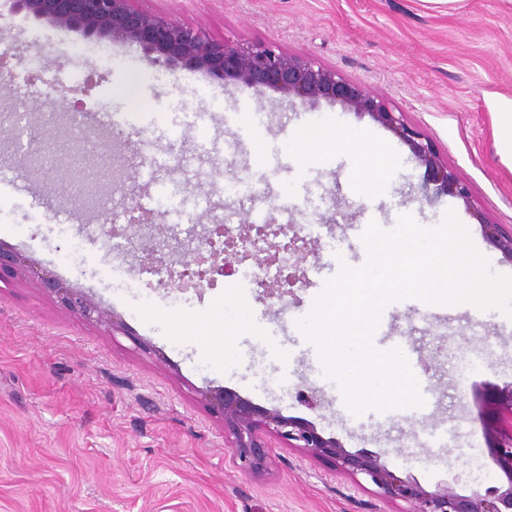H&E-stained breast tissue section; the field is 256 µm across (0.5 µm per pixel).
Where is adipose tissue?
Returning a JSON list of instances; mask_svg holds the SVG:
<instances>
[{"label":"adipose tissue","instance_id":"ef3b65f1","mask_svg":"<svg viewBox=\"0 0 512 512\" xmlns=\"http://www.w3.org/2000/svg\"><path fill=\"white\" fill-rule=\"evenodd\" d=\"M298 151H332L343 148L358 160L355 177L358 192L364 197H376L385 193L392 158L378 143L366 138L364 131L357 129H306L296 142ZM211 328L195 334L199 347L215 362H223L225 352L235 351L234 336L257 332L249 308L241 303L219 304L211 315Z\"/></svg>","mask_w":512,"mask_h":512}]
</instances>
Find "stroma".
<instances>
[{
    "mask_svg": "<svg viewBox=\"0 0 512 512\" xmlns=\"http://www.w3.org/2000/svg\"><path fill=\"white\" fill-rule=\"evenodd\" d=\"M137 5L217 40L308 56L384 96L433 142L479 208L446 195L425 198V167L369 115L324 101L291 104L277 91L187 68H154L121 42L95 54L80 33L0 0V43L20 57H61L63 69L48 65V80L79 88L92 80L83 97L87 113L137 105L158 115L145 128L90 119L78 134L54 124L40 146L43 164L89 170L91 203L79 183L60 189L21 171L15 141L0 132V178L12 186L11 211L0 213V247L19 251L34 270L60 278L122 322L108 334L65 311L33 278L0 281V512H407L408 502L383 499L363 475L274 438L265 469L240 470L221 416L200 399L218 387L308 423L349 452L373 454L427 489L442 484L468 494L499 482L478 403L490 385L512 383V302L480 315L450 309L444 323L422 321L405 306L392 311L390 322L410 340L426 386L424 418L349 419L295 321L332 278L328 253L344 243L350 224L394 226L404 214L440 224L451 213L478 242L489 275L512 271V258L487 241L478 222L483 215L512 232V159L497 134V102L512 99V0ZM46 92L45 84L16 80L0 88V114L21 104L29 120L44 124L60 110ZM199 112L212 115L203 136L190 124ZM228 112L263 114L268 162L256 164L251 140L225 127ZM329 113L337 126L377 133L395 147L387 196H352V157L340 150L308 178L291 180L290 135ZM177 123L182 133L171 134ZM163 185L189 205V215L171 216L159 203ZM136 204L152 213L148 236L187 263L213 225L250 229L255 208L264 222L307 227L311 249L288 257L301 279L285 303L268 304L259 287L247 292L259 331L236 336V363L215 365L192 336L169 332L175 317L206 324L213 305L232 294L233 276L181 282L146 272L137 239L122 235ZM62 209L75 222H58Z\"/></svg>",
    "mask_w": 512,
    "mask_h": 512,
    "instance_id": "1",
    "label": "stroma"
}]
</instances>
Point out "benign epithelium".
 Segmentation results:
<instances>
[{
    "instance_id": "benign-epithelium-1",
    "label": "benign epithelium",
    "mask_w": 512,
    "mask_h": 512,
    "mask_svg": "<svg viewBox=\"0 0 512 512\" xmlns=\"http://www.w3.org/2000/svg\"><path fill=\"white\" fill-rule=\"evenodd\" d=\"M12 10L79 32L87 39L135 46L152 67H186L215 80L233 79L252 88L273 89L303 103L323 99L358 114H367L409 145L414 157L426 168L427 183L435 185L437 192L472 207L468 185L441 163L431 143L404 121L403 113L394 111L386 98L370 93L363 85L309 57L294 56L273 46L215 41L198 30L135 6L134 0H12ZM55 93L68 105L63 113L66 123L85 124L84 104L76 98L79 89L62 85L55 88ZM40 137L38 131L30 134L28 149L22 157L25 170L33 174L42 169ZM479 224L486 239L512 257V235L503 236L497 224L482 220ZM256 232L262 239L270 234L288 238L281 247L285 253L307 248V241L296 235L288 236L286 225L274 229L267 225ZM27 271L24 258L0 247V280ZM37 280L40 288L55 296L67 311L109 331L117 328L114 316L86 294L48 273L37 275ZM202 397L224 420V434L232 456L243 470H257L267 463V437L274 436L313 457L332 459L340 471L364 475L384 498L409 502L413 506L411 512H512V384L494 388L495 414L482 420L487 448L503 480L482 493L474 491L468 495L440 484L429 491L413 478L402 480L382 465L377 456L353 454L336 439L321 436L314 427L287 419L275 410L256 408L232 392L209 390Z\"/></svg>"
}]
</instances>
